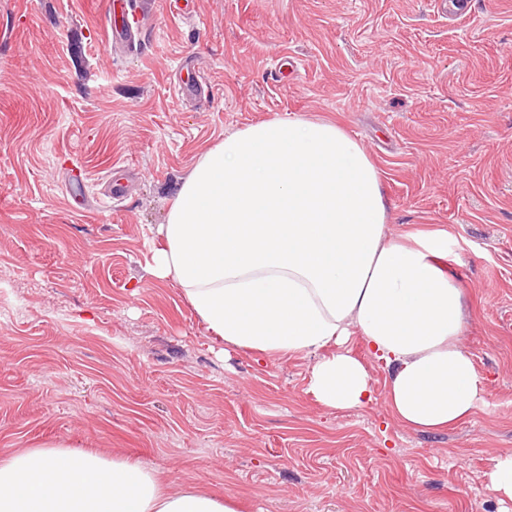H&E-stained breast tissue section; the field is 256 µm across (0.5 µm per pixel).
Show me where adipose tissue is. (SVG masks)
Here are the masks:
<instances>
[{
    "mask_svg": "<svg viewBox=\"0 0 512 512\" xmlns=\"http://www.w3.org/2000/svg\"><path fill=\"white\" fill-rule=\"evenodd\" d=\"M363 146L329 119H272L227 135L181 183L149 273L181 289L220 345L313 353L308 391L333 409L373 399L359 337L389 371L393 416L448 429L485 405L461 343L463 290L438 265L443 232L394 237ZM0 512H237L173 490L154 468L63 444L0 455Z\"/></svg>",
    "mask_w": 512,
    "mask_h": 512,
    "instance_id": "1",
    "label": "adipose tissue"
}]
</instances>
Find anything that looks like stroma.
Wrapping results in <instances>:
<instances>
[{
  "label": "stroma",
  "instance_id": "1",
  "mask_svg": "<svg viewBox=\"0 0 512 512\" xmlns=\"http://www.w3.org/2000/svg\"><path fill=\"white\" fill-rule=\"evenodd\" d=\"M107 0H0V453L133 456L242 512H512V0H154L114 53ZM203 80V92L179 89ZM328 118L367 151L389 231L447 232L487 404L419 432L308 393L314 356L212 348L147 271L152 231L226 134ZM87 184L84 209L67 193ZM131 193L107 201L109 175ZM488 490L500 499L512 500V452L499 455L489 473Z\"/></svg>",
  "mask_w": 512,
  "mask_h": 512
}]
</instances>
